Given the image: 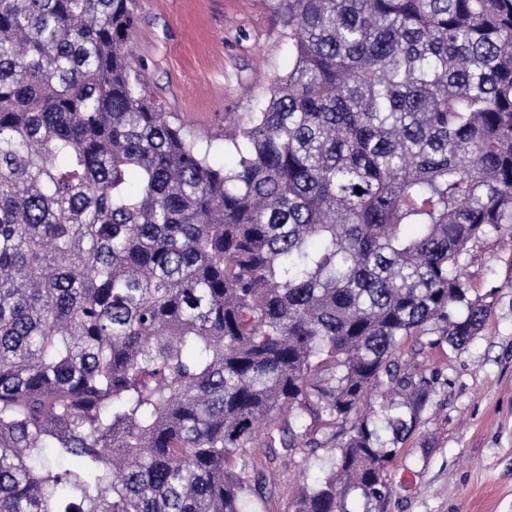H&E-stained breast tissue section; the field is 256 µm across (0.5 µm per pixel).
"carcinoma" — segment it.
I'll return each instance as SVG.
<instances>
[{
  "mask_svg": "<svg viewBox=\"0 0 512 512\" xmlns=\"http://www.w3.org/2000/svg\"><path fill=\"white\" fill-rule=\"evenodd\" d=\"M282 6L227 162L147 94L136 0H0V512H244L256 446L336 449L293 512H351L430 400L401 343L483 331L512 0Z\"/></svg>",
  "mask_w": 512,
  "mask_h": 512,
  "instance_id": "1",
  "label": "carcinoma"
}]
</instances>
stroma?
I'll list each match as a JSON object with an SVG mask.
<instances>
[{
    "instance_id": "obj_1",
    "label": "stroma",
    "mask_w": 512,
    "mask_h": 512,
    "mask_svg": "<svg viewBox=\"0 0 512 512\" xmlns=\"http://www.w3.org/2000/svg\"><path fill=\"white\" fill-rule=\"evenodd\" d=\"M130 49L147 92L172 121L223 156L224 122L257 111L293 65L278 0H137ZM469 285L491 292L486 327L463 350L406 340L404 364L436 381L417 429L384 471L387 495L353 512H512V234L493 233L464 257ZM333 449L288 461L257 452L276 492L248 512H292L300 474L319 476Z\"/></svg>"
}]
</instances>
